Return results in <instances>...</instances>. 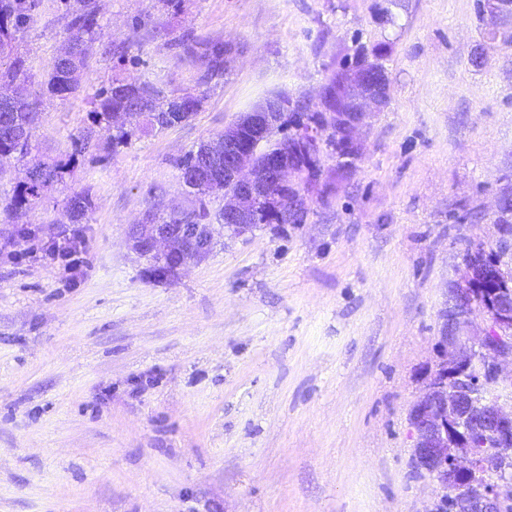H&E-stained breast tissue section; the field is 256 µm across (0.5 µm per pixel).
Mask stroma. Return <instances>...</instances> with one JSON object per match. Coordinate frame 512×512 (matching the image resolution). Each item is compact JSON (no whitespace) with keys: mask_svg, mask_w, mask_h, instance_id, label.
I'll return each mask as SVG.
<instances>
[{"mask_svg":"<svg viewBox=\"0 0 512 512\" xmlns=\"http://www.w3.org/2000/svg\"><path fill=\"white\" fill-rule=\"evenodd\" d=\"M99 6L79 91L45 101L1 197L67 158L112 77L203 103L118 148L97 132L43 206L0 216V512H427L409 414L439 363L462 240L495 239L512 190V45L489 40L475 0ZM186 31L231 46L217 85L171 46ZM65 39L59 0H41L20 47L32 90ZM381 46L390 104L352 168L323 155L328 200L304 193L301 224L216 229L203 258L151 279L132 230L197 208L180 161L268 98L317 103L338 63ZM74 190L92 207L67 272L41 246L68 228ZM465 209L480 218L457 225Z\"/></svg>","mask_w":512,"mask_h":512,"instance_id":"35a3bbf8","label":"stroma"}]
</instances>
